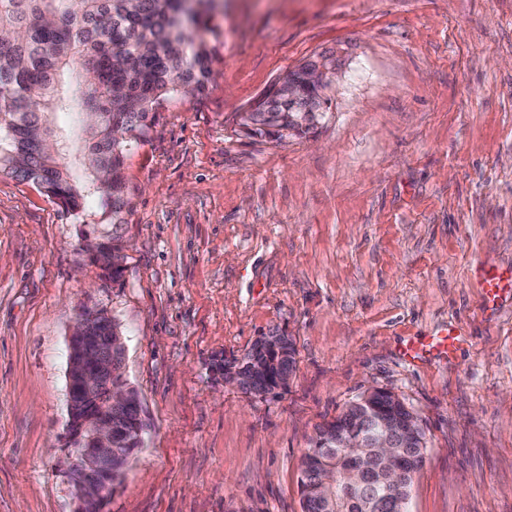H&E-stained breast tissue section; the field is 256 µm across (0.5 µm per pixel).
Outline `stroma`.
<instances>
[{"instance_id":"obj_1","label":"stroma","mask_w":512,"mask_h":512,"mask_svg":"<svg viewBox=\"0 0 512 512\" xmlns=\"http://www.w3.org/2000/svg\"><path fill=\"white\" fill-rule=\"evenodd\" d=\"M211 81L125 161V220L0 172V512H75L69 339L84 305L125 342L147 430L105 512H301L317 428L384 388L427 440L408 512H512V0H221ZM334 55L317 129L245 136L241 112ZM82 170L83 114H57ZM118 239L111 278L82 247ZM454 329L456 358L408 361ZM289 336L287 385L224 362ZM482 288L489 301H495L500 291L505 287L512 288V269L506 268L502 272L492 271L482 278ZM286 355L282 358L276 351H270L263 360L264 374L255 381L253 380L257 372L262 369L261 366H258L259 363L256 359L250 362L247 370L245 369L246 364H243L241 360L237 362V359H235L233 362L237 363H234V366H227L226 362H224V380L236 385L240 389L245 388L253 381L243 390L255 395H266L272 391L273 386L277 385V380L280 378L282 371L288 368V352H286ZM290 376L291 372L285 371L281 380H278L279 386L287 384Z\"/></svg>"}]
</instances>
